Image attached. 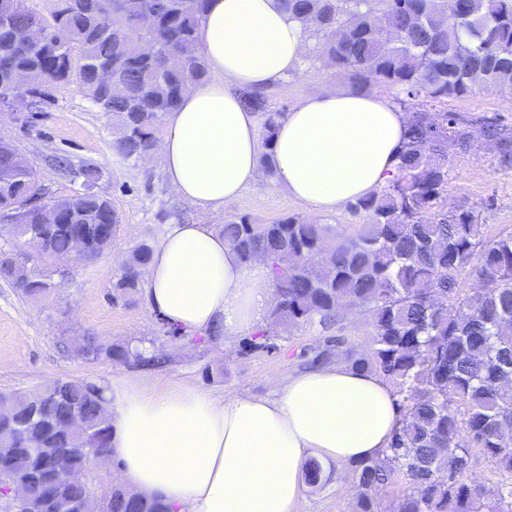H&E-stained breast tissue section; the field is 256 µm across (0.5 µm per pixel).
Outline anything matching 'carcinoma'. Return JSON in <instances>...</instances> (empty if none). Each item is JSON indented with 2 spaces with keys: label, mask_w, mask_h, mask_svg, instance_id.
<instances>
[{
  "label": "carcinoma",
  "mask_w": 512,
  "mask_h": 512,
  "mask_svg": "<svg viewBox=\"0 0 512 512\" xmlns=\"http://www.w3.org/2000/svg\"><path fill=\"white\" fill-rule=\"evenodd\" d=\"M61 8L33 19L26 0H0V88L24 72L41 108L46 85L75 86L112 117L116 152L139 162L157 149V131L186 88L207 76L198 28L206 0H60ZM317 39L315 59L364 86L374 78L406 100L463 97L477 87L512 98V0H282ZM78 61H73L74 52ZM112 61L103 83L97 64ZM261 111L263 171L275 175L270 144L284 113ZM460 119L420 112L409 122L397 174L378 192L349 204L369 214L341 235L329 224L288 216L275 224L242 218L218 228L245 261L269 263L276 304L253 346L278 349L273 326L288 322L328 329L346 304L366 306L372 351L352 364L379 374L402 399L400 426L389 448L359 463V512H373L375 495L394 475L412 493L402 512H470L490 494L497 512H512V234L480 238L467 207L442 209L448 185V135L467 145ZM500 160L512 163V135L490 125ZM83 189L68 194L59 223L45 224L29 205L40 177L18 170L0 153V209L18 218L0 245V280L26 296L58 286L34 261L71 253L81 236L98 257L112 248L120 224L96 191L101 170H81ZM151 253L137 245L112 281V302H129L142 287ZM475 286L460 287L463 272ZM66 349L86 360L143 359L137 349L76 336ZM105 387L83 378L58 380L43 391L0 392V501L31 483L37 466L61 460L75 473L114 459L112 412ZM83 429L69 431L71 412ZM505 479L494 489L469 479L480 457ZM73 498L82 512H171L159 497L116 493L100 497L74 483L57 492L42 486L25 512H65Z\"/></svg>",
  "instance_id": "cac0c4a2"
}]
</instances>
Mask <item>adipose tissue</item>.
I'll return each instance as SVG.
<instances>
[{
	"instance_id": "adipose-tissue-1",
	"label": "adipose tissue",
	"mask_w": 512,
	"mask_h": 512,
	"mask_svg": "<svg viewBox=\"0 0 512 512\" xmlns=\"http://www.w3.org/2000/svg\"><path fill=\"white\" fill-rule=\"evenodd\" d=\"M199 40L208 74L168 117L160 152L171 191L217 208L262 175L257 113L241 93L299 63L301 24L280 0H207ZM407 118L374 92H309L271 143L276 180L317 213L366 197L397 170ZM152 307L186 330L255 327L275 302L265 261L242 262L223 235L168 224L145 267ZM111 445L134 491L178 512H294L309 461L358 463L388 448L400 413L376 373L339 361L289 374L277 398L215 399L144 379L113 382Z\"/></svg>"
}]
</instances>
